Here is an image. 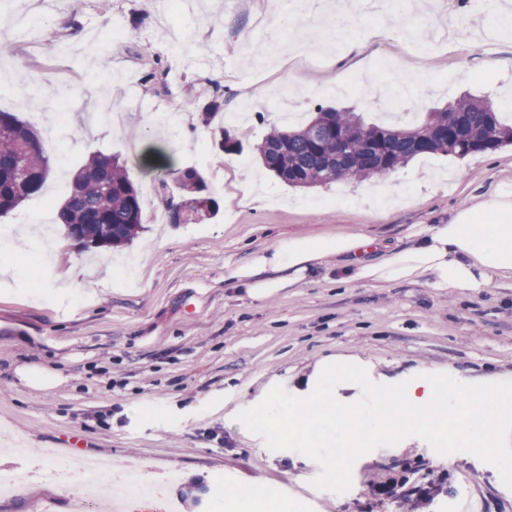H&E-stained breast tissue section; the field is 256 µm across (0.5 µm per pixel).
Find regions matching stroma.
<instances>
[{
	"label": "stroma",
	"mask_w": 512,
	"mask_h": 512,
	"mask_svg": "<svg viewBox=\"0 0 512 512\" xmlns=\"http://www.w3.org/2000/svg\"><path fill=\"white\" fill-rule=\"evenodd\" d=\"M350 12L352 23L322 55L283 52L293 34L274 30L268 0H201L189 13L167 0H9L0 9V72L12 73L0 82V110L37 128L51 155L43 189L0 216V226L25 233L30 255L58 251L78 282L57 301L35 288L21 258L0 252V427L13 430L32 458L78 433L87 455L172 473L168 496L180 512H221L222 497L255 479L285 497L305 496L300 512H399L396 501L377 503L369 480L404 476L417 484L433 473L445 476L448 491L424 512H512V470L480 448L413 435L337 477L322 458L297 461L224 420L268 383L289 385L336 353L390 375L512 372L511 279L473 296L421 283H321L264 302L224 285L225 263L279 240L361 226L394 243L408 226L439 223L512 184V145L464 158L416 157L390 176L385 203L374 175L302 189L262 167L254 149L289 111L346 106L375 122L398 115L411 124L471 94L490 97L512 123V33L488 39L492 25L476 5L429 0L431 27L454 19L450 40L408 37L394 0L380 14L355 4ZM31 17L39 25L17 37V21ZM359 44L365 52L353 54ZM20 58L28 66L19 74ZM395 68L427 75L432 91L378 101L352 86L365 75L386 80ZM218 89L225 111H246L231 131L241 152L219 149L217 119L199 139L180 141L182 114L199 116ZM138 144L202 173L218 214L170 223L157 180L132 160ZM94 153L125 162L140 189L144 229L131 245L90 256L66 238L58 213ZM228 171L256 180L255 207L232 202ZM34 362L52 368L58 384L27 385L18 370ZM70 495L34 483L0 498V512H40L47 499L70 512Z\"/></svg>",
	"instance_id": "obj_1"
}]
</instances>
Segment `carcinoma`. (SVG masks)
<instances>
[{
    "instance_id": "cac0c4a2",
    "label": "carcinoma",
    "mask_w": 512,
    "mask_h": 512,
    "mask_svg": "<svg viewBox=\"0 0 512 512\" xmlns=\"http://www.w3.org/2000/svg\"><path fill=\"white\" fill-rule=\"evenodd\" d=\"M0 215L17 209L40 192L50 173V156L40 132L11 112H0ZM512 142L487 97L463 96L447 108L426 113L408 126L396 119L368 124L348 108H317L301 125L272 130L256 147L263 166L293 188L336 180V165L348 177L393 172L408 160L425 154L458 157L494 152ZM179 191L192 207L193 223L213 217L216 201L206 194L203 176L195 169L164 168L158 188ZM66 237L80 253L129 245L143 230L141 193L127 168L115 156L95 153L72 180L70 194L59 211Z\"/></svg>"
}]
</instances>
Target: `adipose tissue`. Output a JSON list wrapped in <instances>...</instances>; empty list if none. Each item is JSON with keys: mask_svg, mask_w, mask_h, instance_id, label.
<instances>
[{"mask_svg": "<svg viewBox=\"0 0 512 512\" xmlns=\"http://www.w3.org/2000/svg\"><path fill=\"white\" fill-rule=\"evenodd\" d=\"M407 244L380 250L376 238L353 228L328 236L289 238L225 265L224 281L249 299L263 301L283 289L333 280L339 284L424 283L438 291L478 294L512 279V191L450 220L413 225ZM496 415H488L487 407ZM265 443L294 449L299 460L325 451L334 472L367 460L409 432L432 435L452 447L486 448L512 469V374L476 381L434 371L412 378L375 376L356 356L317 362L304 387L283 393L267 386L248 412H229ZM225 512H298L265 482H249L224 500Z\"/></svg>", "mask_w": 512, "mask_h": 512, "instance_id": "obj_1", "label": "adipose tissue"}]
</instances>
